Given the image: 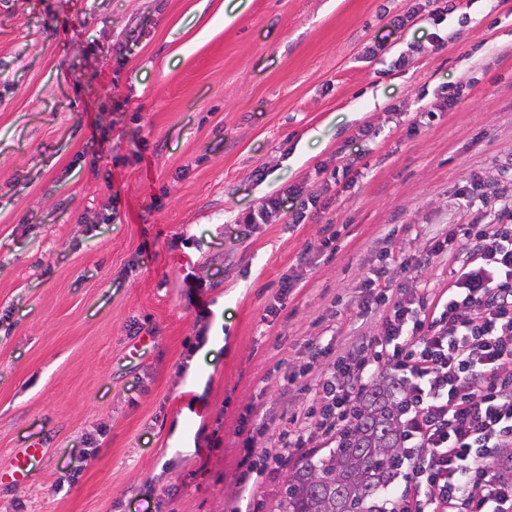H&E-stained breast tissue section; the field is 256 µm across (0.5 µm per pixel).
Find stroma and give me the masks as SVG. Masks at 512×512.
I'll return each instance as SVG.
<instances>
[{"mask_svg":"<svg viewBox=\"0 0 512 512\" xmlns=\"http://www.w3.org/2000/svg\"><path fill=\"white\" fill-rule=\"evenodd\" d=\"M506 198L512 0H0V467L46 450L0 512H273L240 475L378 332L364 279L446 299L429 233Z\"/></svg>","mask_w":512,"mask_h":512,"instance_id":"obj_1","label":"stroma"}]
</instances>
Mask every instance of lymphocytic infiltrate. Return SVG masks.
<instances>
[{
    "mask_svg": "<svg viewBox=\"0 0 512 512\" xmlns=\"http://www.w3.org/2000/svg\"><path fill=\"white\" fill-rule=\"evenodd\" d=\"M431 252L460 254L448 298L389 294L364 282L359 314L390 304L379 334L357 337L311 387L312 410L291 416L285 449L338 438L375 379L404 387L398 486L381 512H512V201L481 224L449 225Z\"/></svg>",
    "mask_w": 512,
    "mask_h": 512,
    "instance_id": "obj_1",
    "label": "lymphocytic infiltrate"
}]
</instances>
